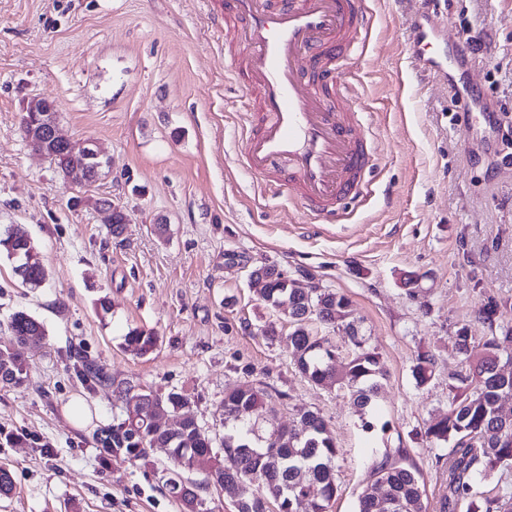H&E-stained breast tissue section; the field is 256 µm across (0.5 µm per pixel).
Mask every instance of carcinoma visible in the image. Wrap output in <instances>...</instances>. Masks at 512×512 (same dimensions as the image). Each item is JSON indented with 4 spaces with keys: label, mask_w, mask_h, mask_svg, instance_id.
Segmentation results:
<instances>
[{
    "label": "carcinoma",
    "mask_w": 512,
    "mask_h": 512,
    "mask_svg": "<svg viewBox=\"0 0 512 512\" xmlns=\"http://www.w3.org/2000/svg\"><path fill=\"white\" fill-rule=\"evenodd\" d=\"M46 152L58 172L67 174L73 162L69 151L51 140L46 142ZM2 255L12 262L13 272L22 284L38 288L45 281L39 252L25 235L1 231ZM250 278L265 280V287L259 291L260 300L288 315L293 326L288 345L293 348L299 371L316 385L328 379L347 388L359 407L375 413L381 358L351 319L350 300L329 290L296 288L274 265L253 270ZM502 308L501 302L489 299L480 305L478 315L492 326L503 315ZM315 321L344 330L350 352L343 373H332L338 347L312 328ZM43 335L44 325L34 317L24 312L11 317L8 335L0 337V344L9 351L8 360H0L1 386H20L27 380L24 349L29 337ZM457 340L466 371L452 376L454 384L450 389L454 395L448 413L424 431L426 439L434 444L453 443L448 453V494L441 498L439 512H456L461 500L469 501V512H512V497L487 498L473 484L476 472L488 477L500 468L512 466V417L502 415L500 408V401L512 396V329L477 343L462 327ZM157 341L154 334L137 329L125 337L126 348L141 356L151 353ZM433 366L430 356H418L413 369L417 384L430 379ZM76 372L87 384L110 382L103 365L94 360L81 361ZM146 395V391L131 388L117 390L124 405V419L99 438L103 457L109 462L119 453L147 465L150 460L146 448L168 449L170 467L164 484L180 502L183 512H191L195 497L180 471L191 468L190 459L205 453L210 455L215 469V484L237 485V512H269L271 502L276 504V512H294L300 495L310 499L312 512H329L338 493L334 463L340 449L318 413L301 409L288 429L263 436L256 429V421L267 409L271 395L263 388L244 384L224 395L218 408L224 435L217 439L192 419L176 432L154 427L139 415V406L132 404ZM164 397L168 413L174 415L183 413L190 403L187 396L175 391ZM406 458V450L397 448L373 464L370 480L358 498L357 512H427L416 470L406 463Z\"/></svg>",
    "instance_id": "1"
}]
</instances>
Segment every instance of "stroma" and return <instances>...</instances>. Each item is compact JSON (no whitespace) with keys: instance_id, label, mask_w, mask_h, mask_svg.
Here are the masks:
<instances>
[{"instance_id":"1","label":"stroma","mask_w":512,"mask_h":512,"mask_svg":"<svg viewBox=\"0 0 512 512\" xmlns=\"http://www.w3.org/2000/svg\"><path fill=\"white\" fill-rule=\"evenodd\" d=\"M366 2L375 24L353 72L356 109L376 135L373 193L350 205L348 223L317 224L287 198L264 197L238 160L249 107L232 77L238 45L224 0H0V227L25 232L48 272L31 289L0 258V332L19 310L46 329L25 350L27 382L0 387V466L14 480L0 512H180L162 481L164 449L147 466L101 462L95 435L121 419L118 384L186 395L188 415L214 434L225 392L264 388L272 400L259 432L287 427L302 407L333 431L330 512H356L373 461L398 447L436 507L448 449L424 429L447 412L448 384L465 369L457 331L490 338L477 315L490 298L512 327V0L439 5L448 37L467 29L477 39L472 65L455 75L477 88L480 113L411 66L412 0ZM35 96L56 102L72 144L96 141L106 166L92 185H66L28 146L20 121ZM76 195L120 203L122 237ZM264 265L349 298L381 356L387 430H363L348 390L298 371L287 315L249 278ZM134 329L157 336L150 354L126 349ZM421 353L435 361L422 386ZM80 355L109 383L83 382ZM76 398L91 413L80 427L65 413Z\"/></svg>"}]
</instances>
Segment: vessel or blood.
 I'll use <instances>...</instances> for the list:
<instances>
[{"instance_id": "1", "label": "vessel or blood", "mask_w": 512, "mask_h": 512, "mask_svg": "<svg viewBox=\"0 0 512 512\" xmlns=\"http://www.w3.org/2000/svg\"><path fill=\"white\" fill-rule=\"evenodd\" d=\"M408 55L423 72L448 83L474 55L464 38L446 41L434 23L436 0H416ZM237 20L241 49L233 68L257 105L244 130L240 161L256 182L325 224L345 220V200L371 192L374 136L353 104L352 62L371 18L364 0H225Z\"/></svg>"}]
</instances>
